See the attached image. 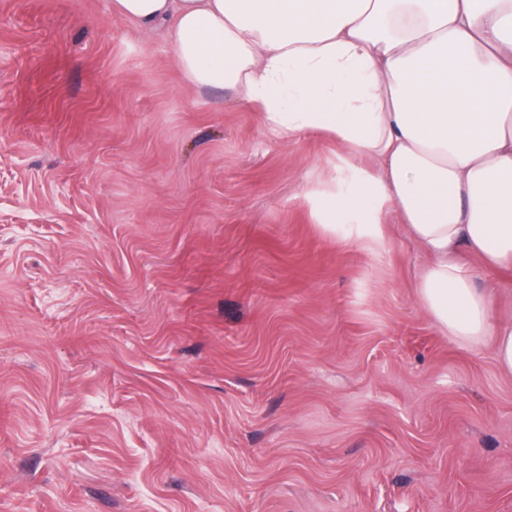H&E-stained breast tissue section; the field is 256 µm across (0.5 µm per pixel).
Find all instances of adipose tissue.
I'll list each match as a JSON object with an SVG mask.
<instances>
[{
	"instance_id": "adipose-tissue-1",
	"label": "adipose tissue",
	"mask_w": 512,
	"mask_h": 512,
	"mask_svg": "<svg viewBox=\"0 0 512 512\" xmlns=\"http://www.w3.org/2000/svg\"><path fill=\"white\" fill-rule=\"evenodd\" d=\"M163 28L183 79L229 88L281 138L342 146L302 194L317 223L387 251L395 215L429 258L416 295L462 346L492 341L512 373V322L492 319L466 253L512 267V0H112Z\"/></svg>"
}]
</instances>
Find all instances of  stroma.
Segmentation results:
<instances>
[{
  "instance_id": "stroma-1",
  "label": "stroma",
  "mask_w": 512,
  "mask_h": 512,
  "mask_svg": "<svg viewBox=\"0 0 512 512\" xmlns=\"http://www.w3.org/2000/svg\"><path fill=\"white\" fill-rule=\"evenodd\" d=\"M338 149L108 0H0V512H512V375L421 307L403 225L319 230Z\"/></svg>"
}]
</instances>
